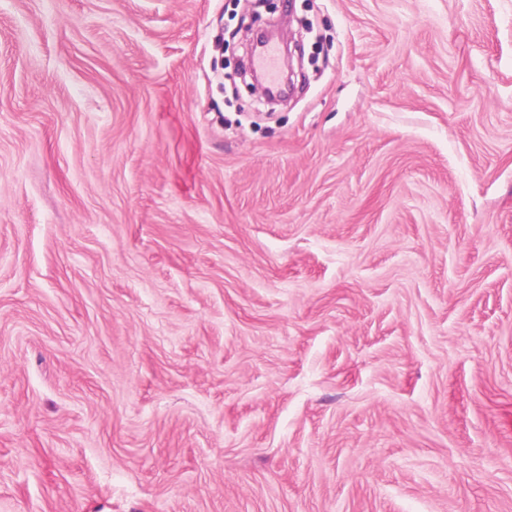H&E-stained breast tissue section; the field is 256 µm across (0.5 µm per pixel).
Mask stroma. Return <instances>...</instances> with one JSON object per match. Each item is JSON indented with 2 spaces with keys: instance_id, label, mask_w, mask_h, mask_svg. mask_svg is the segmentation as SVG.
I'll use <instances>...</instances> for the list:
<instances>
[{
  "instance_id": "obj_1",
  "label": "stroma",
  "mask_w": 512,
  "mask_h": 512,
  "mask_svg": "<svg viewBox=\"0 0 512 512\" xmlns=\"http://www.w3.org/2000/svg\"><path fill=\"white\" fill-rule=\"evenodd\" d=\"M0 0V512H512V0ZM254 64L267 77L270 84H276L279 75V53L277 45L265 42L254 55Z\"/></svg>"
}]
</instances>
